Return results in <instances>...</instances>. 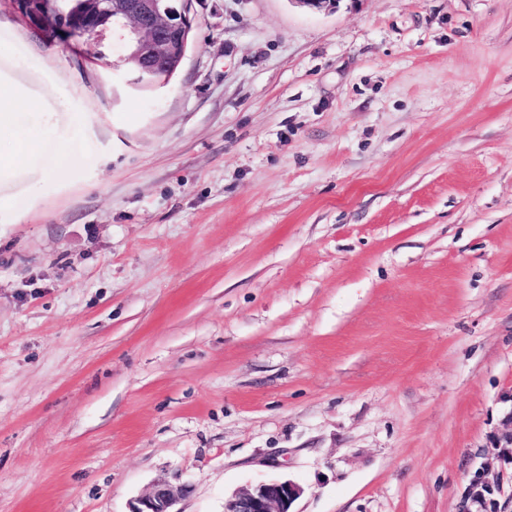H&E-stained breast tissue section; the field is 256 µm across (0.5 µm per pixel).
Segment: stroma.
Returning a JSON list of instances; mask_svg holds the SVG:
<instances>
[{
	"label": "stroma",
	"instance_id": "35a3bbf8",
	"mask_svg": "<svg viewBox=\"0 0 512 512\" xmlns=\"http://www.w3.org/2000/svg\"><path fill=\"white\" fill-rule=\"evenodd\" d=\"M164 85L0 0V512H457L512 411V0H194ZM75 146L59 169L57 141ZM187 493L188 486L175 489L166 481L158 480L148 494L137 499L131 512H180L175 506ZM303 489L290 481H268L232 495L224 501V512H294V502Z\"/></svg>",
	"mask_w": 512,
	"mask_h": 512
}]
</instances>
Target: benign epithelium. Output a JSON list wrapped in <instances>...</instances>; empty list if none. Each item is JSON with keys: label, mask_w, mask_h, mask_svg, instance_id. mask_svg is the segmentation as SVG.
I'll return each mask as SVG.
<instances>
[{"label": "benign epithelium", "mask_w": 512, "mask_h": 512, "mask_svg": "<svg viewBox=\"0 0 512 512\" xmlns=\"http://www.w3.org/2000/svg\"><path fill=\"white\" fill-rule=\"evenodd\" d=\"M13 12L34 32L51 43L72 47L76 41L101 44L109 32V21L123 20L126 33L119 36V59L139 84L164 81L161 68L181 65L193 28V0H75L65 10L61 0H9ZM497 458L512 466V411L497 437ZM189 487L173 488L164 480L138 498L132 512H177L178 500ZM303 489L290 481H268L237 493L224 501V512H292ZM499 485L487 479L484 469L475 471L458 512H508L496 495Z\"/></svg>", "instance_id": "1"}]
</instances>
